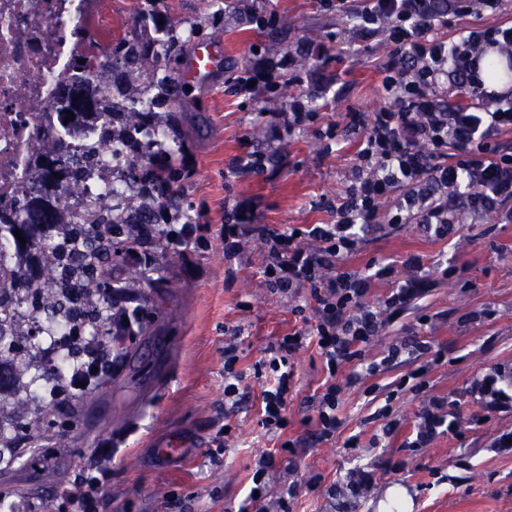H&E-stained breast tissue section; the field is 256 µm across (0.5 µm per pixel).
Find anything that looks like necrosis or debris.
<instances>
[{
	"mask_svg": "<svg viewBox=\"0 0 512 512\" xmlns=\"http://www.w3.org/2000/svg\"><path fill=\"white\" fill-rule=\"evenodd\" d=\"M102 0H0V210L20 208L30 185L32 157L56 137L71 153L97 144L92 119L61 123L58 83L75 58L90 54V34H106ZM97 175L83 184L79 202L104 200L121 207L127 185L118 163L120 143L98 146Z\"/></svg>",
	"mask_w": 512,
	"mask_h": 512,
	"instance_id": "1",
	"label": "necrosis or debris"
}]
</instances>
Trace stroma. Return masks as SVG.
Returning a JSON list of instances; mask_svg holds the SVG:
<instances>
[{"instance_id": "35a3bbf8", "label": "stroma", "mask_w": 512, "mask_h": 512, "mask_svg": "<svg viewBox=\"0 0 512 512\" xmlns=\"http://www.w3.org/2000/svg\"><path fill=\"white\" fill-rule=\"evenodd\" d=\"M214 0H159L170 27L189 19L204 36L221 45L226 65L252 68L262 58H282L302 46L324 48L326 59L310 57L308 65L323 71L324 98L318 106L325 121L347 124L352 112H373L384 103L377 66L389 52L377 38L349 44L352 22L337 11L334 0H245L269 17L270 25L250 24L244 12L221 10ZM291 86L283 101L270 102L263 88L243 96L233 93L225 74L206 87L185 90L178 141L197 158L195 170L177 182L179 201L189 215L206 212L213 227L234 220L239 203L250 202L251 221L283 228L291 224H327L333 216L328 203L344 195L354 164L340 132L331 151H323L313 130L273 139L259 120L262 112H284L289 98L300 95ZM279 155L277 166L264 171L236 168V157L253 151ZM422 256L438 285L420 303L365 349L366 362L380 360L395 342L417 339L442 353L431 364L422 393L391 395L390 385L410 369L406 362L365 379L348 391L338 414L342 438L280 451V441L258 423L262 383L247 376L246 398L224 409V342L236 338L247 370L277 337L300 327L292 305L271 293L262 276L266 250L252 240L237 263L224 259V246L213 240L203 251L182 259L159 257L167 282L162 309L149 335L136 337L112 382L81 399L78 427L58 436L52 464L37 465L36 452L0 465V491L55 512L61 492L71 486L74 463L90 459L96 443L112 438L118 448L102 512H167V494L189 498L187 512H236L251 484L255 457L274 450L271 497H278L287 478L299 483L292 512H380L392 490L403 491L406 512H512V453L491 446L512 415L462 425L459 432L437 435L428 447L415 450L403 442L420 421L433 396L461 400L465 412L475 406L468 393L473 378L497 365H512V223L489 215L461 225L457 235L439 239L423 227L408 224L395 231L369 228L361 253L349 260L352 269L366 271L375 261ZM466 263L462 278L441 279L440 269ZM429 324H420L419 315ZM296 386L288 396V433L310 438L312 426L306 400L325 377L316 347L295 360ZM390 406L399 424L388 445L371 444L383 419L375 411ZM232 437L224 454L214 455L211 437L222 426ZM358 435L360 445L344 447L342 439ZM173 449L162 458L158 449ZM371 470L373 481L361 497H352L347 477L356 468ZM321 475V490L308 491L305 482ZM335 494H328V487Z\"/></svg>"}]
</instances>
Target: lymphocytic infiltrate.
<instances>
[{
	"instance_id": "obj_1",
	"label": "lymphocytic infiltrate",
	"mask_w": 512,
	"mask_h": 512,
	"mask_svg": "<svg viewBox=\"0 0 512 512\" xmlns=\"http://www.w3.org/2000/svg\"><path fill=\"white\" fill-rule=\"evenodd\" d=\"M502 2L360 0L350 6L356 37L381 38L392 51L377 69L385 105L350 115L355 164L346 196L333 208L334 222L272 228L249 223V209L242 206L235 223L220 229L228 259L240 256L246 238L263 239L265 282L272 293L292 299L301 290L309 292L310 321L270 342L251 370L268 381L259 422L266 433L280 439L281 450L304 445L285 435L295 354L310 344L319 346L327 377L308 406L316 413V442L331 441L343 425L337 414L342 393L363 381L352 362L362 357L364 346L385 325L415 308L437 285L423 275L422 259L415 254L399 268L376 265L369 276L348 269L347 260L363 245L365 228L396 230L417 224L443 238L468 218L492 214L512 223V90H487L480 71L489 52L512 62V24L465 23L480 12H499ZM452 17L460 22L454 36H440L439 28ZM443 84L449 94H438ZM393 196L397 204L385 208ZM166 231L169 253L185 257L210 243L211 226L206 222L170 224ZM401 268L406 271L402 277L397 274ZM376 277L393 280L395 286L384 298L373 300L369 293ZM149 316L133 285L113 295V334L125 335ZM40 352L61 369L52 394L61 415L121 367L117 349L96 338L71 344L53 336L43 341ZM469 394L480 411L468 418L460 402L430 398L406 447H427L436 435L461 426L466 418L477 424L494 414L512 415V368L497 366L476 375ZM115 453L106 439L95 450V468L78 463L72 488L60 495L64 512H99Z\"/></svg>"
}]
</instances>
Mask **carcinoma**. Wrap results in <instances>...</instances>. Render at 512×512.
<instances>
[{
    "label": "carcinoma",
    "instance_id": "cac0c4a2",
    "mask_svg": "<svg viewBox=\"0 0 512 512\" xmlns=\"http://www.w3.org/2000/svg\"><path fill=\"white\" fill-rule=\"evenodd\" d=\"M159 0H144L139 14L141 32L112 37L100 51L101 60L93 65L78 64V74L59 85V97L70 111L102 119L99 143L123 144L124 173L128 185V203L123 212L112 206L83 204L59 217L57 197L65 193L77 197L81 180L92 176L96 166V148L90 147L77 159L67 155L56 143H48L34 156V176L25 204L12 216L0 218V241H9L14 262L6 268L7 279L0 282V394L19 396V378L30 377L35 385L45 378L50 366L43 359L30 357L42 334L46 320L68 327L74 314L85 319L82 336H108L112 325V299L84 308L83 284L99 280L100 287L111 292L114 262L125 260L127 245L120 238L123 224H161L165 214L179 212V201L172 192L181 177L178 153L167 145L170 127H160L157 114L176 121L180 99L174 93L173 73L199 30L185 38L159 23ZM142 61L151 63L140 93L149 97L141 110L109 111L107 98L130 100L127 84L133 67ZM92 69L105 96L85 94V71ZM162 129L165 142L155 149H144V140ZM21 231L26 243L15 236ZM32 416L29 419H0V438L25 442L35 429L52 430L55 423L46 416L42 398L25 393Z\"/></svg>",
    "mask_w": 512,
    "mask_h": 512
}]
</instances>
